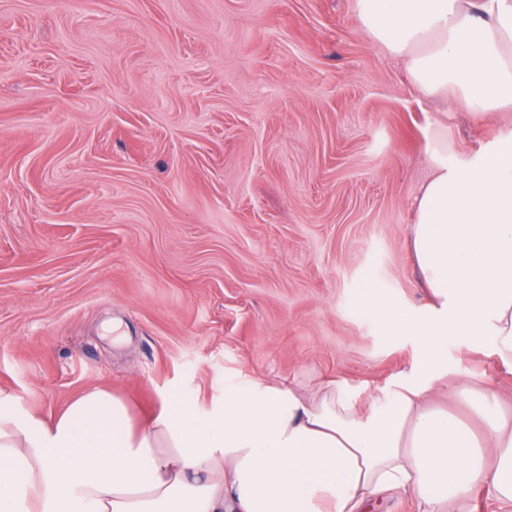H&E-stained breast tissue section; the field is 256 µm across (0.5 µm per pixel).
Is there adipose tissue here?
Instances as JSON below:
<instances>
[{"instance_id": "obj_1", "label": "adipose tissue", "mask_w": 512, "mask_h": 512, "mask_svg": "<svg viewBox=\"0 0 512 512\" xmlns=\"http://www.w3.org/2000/svg\"><path fill=\"white\" fill-rule=\"evenodd\" d=\"M367 33L421 95L470 112L512 107V0H356ZM409 242L430 302L413 312L369 290L361 305L392 335L417 336L419 368L449 340L491 344L512 366V134L457 163L432 130ZM471 421L436 407L420 380L360 408L343 384L225 385L210 408L136 423L92 387L44 419L0 394V512H360L412 491L425 512H471L483 488L512 507V413L483 384L454 388Z\"/></svg>"}]
</instances>
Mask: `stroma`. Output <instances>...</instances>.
Returning a JSON list of instances; mask_svg holds the SVG:
<instances>
[{
    "mask_svg": "<svg viewBox=\"0 0 512 512\" xmlns=\"http://www.w3.org/2000/svg\"><path fill=\"white\" fill-rule=\"evenodd\" d=\"M448 160L512 109L421 96L355 0H0V392L50 417L91 386L136 415L227 380L362 403L419 361L359 302L428 300L409 249L435 123ZM512 367L449 343L437 403Z\"/></svg>",
    "mask_w": 512,
    "mask_h": 512,
    "instance_id": "35a3bbf8",
    "label": "stroma"
}]
</instances>
